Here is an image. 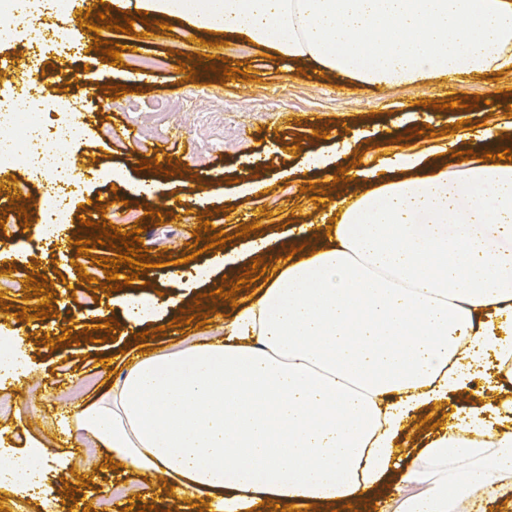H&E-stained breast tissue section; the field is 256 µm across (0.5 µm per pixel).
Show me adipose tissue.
<instances>
[{"label": "adipose tissue", "instance_id": "ef3b65f1", "mask_svg": "<svg viewBox=\"0 0 512 512\" xmlns=\"http://www.w3.org/2000/svg\"><path fill=\"white\" fill-rule=\"evenodd\" d=\"M138 11L366 88L512 73V0H112ZM461 130L457 157L443 142L338 169L308 153L286 175L326 192L293 244L248 239L276 260L259 291L212 336L135 355L66 432L210 512H370L383 492L385 512H466L512 491V137ZM161 307L121 293L132 327ZM0 352V383L27 376L25 336ZM428 413L437 427L415 432ZM51 461L41 442L1 453L0 494L33 496Z\"/></svg>", "mask_w": 512, "mask_h": 512}]
</instances>
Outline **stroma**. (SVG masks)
Wrapping results in <instances>:
<instances>
[{"mask_svg":"<svg viewBox=\"0 0 512 512\" xmlns=\"http://www.w3.org/2000/svg\"><path fill=\"white\" fill-rule=\"evenodd\" d=\"M113 43L124 46L131 55L162 59L161 67L151 72L152 81L139 84V69L126 67L122 72L98 75L88 73L93 88L87 95L79 117L82 128V170L109 169L125 166L130 154L142 145H159L171 149L179 171L173 175L158 174L160 194L182 203L185 212L209 216L216 231L227 237L226 249L240 251L239 272L250 271L254 260L241 251L238 215H245L257 233L279 238L292 229L298 219L312 215L321 188L302 191L298 182L282 179L283 169L301 161L310 151L327 150L334 142L354 140L362 165L379 162L393 151L389 137L390 120L394 117L418 126H432L441 132L454 124L453 109L437 110L432 99L449 88L456 100L476 98L495 93L512 103V77L488 76L459 85L444 78L429 81L425 87L402 86L391 90H371L354 86L335 78L325 82L300 71L288 76L280 60L269 58L267 49L238 39L223 46L224 55L237 61L239 75L227 79L214 73L210 82L199 84L184 78L177 67L180 55L195 51L199 43L198 29L182 20L166 23L150 42L143 43L137 34L111 32ZM121 84L126 94L111 93V86ZM221 99L224 112L240 129V141L232 148L214 146L208 170L210 180H201L196 165L199 144L195 127L197 111L207 97ZM180 104L179 112L169 114L166 125L153 120L158 105L169 101ZM293 114L296 121L284 125V114ZM122 125L132 134L131 140L118 143L112 140L109 125ZM261 162L268 187L263 198H241L235 178ZM21 178L33 195L28 198L26 215H19L16 205H5L7 234L24 259L14 272L19 280L36 273L46 275L49 292L55 293L53 304L56 327L67 335L89 330L92 340L71 345H50L38 327L37 319L18 320L21 307L41 304V296H27L25 290L9 292L0 297V333L25 331L27 357L32 371L22 384L0 389V398L8 397L13 409L0 413V448L22 450L32 440L51 446L55 465L46 479L47 493L65 497L67 487L78 488L80 496L96 502L114 482L142 487L146 478L125 474L123 469H109L98 449L81 445L74 437L63 434L58 423L67 401L89 399L108 388L126 363L125 353L131 348V333L118 327L111 340H104L102 324L108 322L115 308L109 303L85 304L84 300L59 297L61 283L74 284L80 274L104 279L101 266L92 264L95 256L113 258L115 248L96 245L93 255L70 259L61 255L51 242H34L29 226L39 223L40 197L44 180L28 164L0 167V180ZM116 183L96 178L88 179L66 204L72 219L71 230H78L80 220L90 219L91 202L103 203L106 209L118 207L114 192ZM137 214V227L142 230L141 246L147 249L151 262L152 291L161 294L164 310L154 318V331L142 341V348L167 346L184 337L201 338L207 335L209 320L223 314V306L205 313L194 311V321L182 333L172 331L170 324L180 306L192 303L204 291L203 281L196 279L198 268L206 266L211 251L196 253L194 240L183 235L182 218L156 223L149 218L151 203L132 205ZM178 266H171V259ZM178 277H171V270ZM89 487H82V479Z\"/></svg>","mask_w":512,"mask_h":512,"instance_id":"stroma-1","label":"stroma"}]
</instances>
